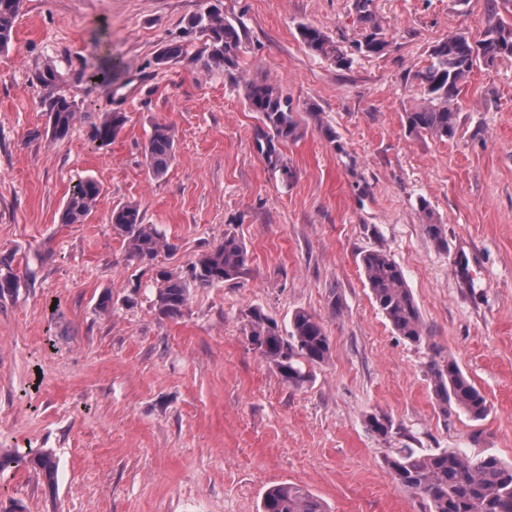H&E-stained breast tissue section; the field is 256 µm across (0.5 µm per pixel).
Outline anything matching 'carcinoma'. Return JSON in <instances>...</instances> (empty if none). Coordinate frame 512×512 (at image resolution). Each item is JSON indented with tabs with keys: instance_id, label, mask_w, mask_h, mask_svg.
Segmentation results:
<instances>
[{
	"instance_id": "cac0c4a2",
	"label": "carcinoma",
	"mask_w": 512,
	"mask_h": 512,
	"mask_svg": "<svg viewBox=\"0 0 512 512\" xmlns=\"http://www.w3.org/2000/svg\"><path fill=\"white\" fill-rule=\"evenodd\" d=\"M373 0H356L358 20L363 27L362 40L356 51L379 55L388 42L384 28L371 9ZM487 24L480 38L463 34L451 35L435 44L429 63L417 73V79L427 96L428 104L406 113V128L411 134L422 133L439 138H453L458 129L455 101L461 86L482 63L492 66L502 58H512V25L498 18V0H485ZM23 0H0V52L12 47L14 31L22 10ZM188 28L205 37L196 56L208 67L229 70L237 66L242 44L241 30L216 10L193 16ZM299 34L312 53L330 58L339 68H348L353 57L340 49L317 27L302 24ZM190 44L174 41L161 47L156 64H176L189 55ZM245 98L249 108L261 115L264 129L261 152L268 159L276 155V144L297 140L305 127L297 117L292 100L272 83L251 82L246 85ZM76 103L63 94L45 101L48 114L47 130L54 139L68 135L76 119ZM124 112H107L91 126L89 139L97 148L110 145L127 123ZM176 150L173 130L166 124H154L145 148L149 171L163 177ZM101 186L91 178L79 180L69 193L61 223L82 224L92 214ZM427 224L423 230L439 247L448 245L443 225L433 221L427 203L421 204ZM113 229L127 243L131 257L151 262L159 253L174 249L155 225L145 223L144 212L134 202L119 205L109 216ZM362 272L374 303L395 333L414 344L426 343L424 325L413 293L408 288L400 266L384 251L372 250L361 257ZM249 272V252L246 244L231 233L210 250L191 262L188 275L182 276L161 269L156 273L160 283L155 307L159 314L173 318L182 315L191 297V288H207L234 282ZM252 349L272 365L281 379L293 388H302L312 379L313 368L325 363L331 351L330 338L323 325L312 313L296 311L288 332L263 310L249 312L244 328ZM433 392L443 413L454 405L474 421L489 413L486 398L467 378L457 361L433 350L429 361ZM366 428L385 438L392 432V420L383 413L365 417ZM29 464L37 469L48 484L55 483L56 462L52 451L30 450L25 454L0 451V473ZM387 464L398 484L423 498L429 512H512V463L483 449L471 456L456 449L423 452L420 448H394ZM258 512H326L322 502L306 489L280 484L264 494Z\"/></svg>"
}]
</instances>
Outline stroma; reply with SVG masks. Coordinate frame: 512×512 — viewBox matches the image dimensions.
I'll list each match as a JSON object with an SVG mask.
<instances>
[{"instance_id": "1", "label": "stroma", "mask_w": 512, "mask_h": 512, "mask_svg": "<svg viewBox=\"0 0 512 512\" xmlns=\"http://www.w3.org/2000/svg\"><path fill=\"white\" fill-rule=\"evenodd\" d=\"M242 31L236 69L200 60L156 66L208 0H24L0 53V448H45L55 484L32 468L0 474V502L25 512H258L268 488L299 485L328 512H428L393 478L392 448H486L512 462V59L477 65L458 97L454 138L409 134L416 77L436 43L475 38L485 0H374L389 42L350 69L312 54L322 29L353 52L355 0H217ZM109 85L80 81L110 62ZM75 101L70 134L52 139L35 79L45 65ZM269 80L297 105L304 136L279 144L286 180L257 148L262 128L244 84ZM106 112L128 121L111 145L88 139ZM171 126L175 158L154 178L144 148ZM103 192L82 224H63L73 185ZM141 205L174 245L132 260L109 215ZM447 247L423 231L425 211ZM250 272L196 288L183 314L154 308L155 271L186 272L225 233ZM402 268L426 334L485 396L475 421L442 413L428 345L397 336L365 285L361 257ZM111 313L99 312L103 295ZM262 309L280 328L316 315L329 360L295 389L251 349L243 327ZM388 415L391 435L364 424Z\"/></svg>"}]
</instances>
